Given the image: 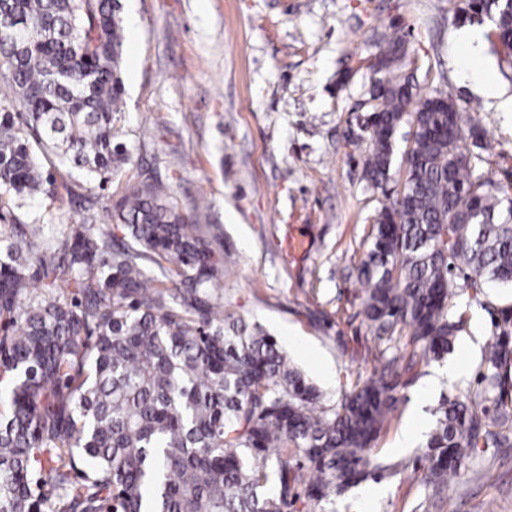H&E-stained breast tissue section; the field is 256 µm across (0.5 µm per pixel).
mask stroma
I'll return each instance as SVG.
<instances>
[{
	"instance_id": "stroma-1",
	"label": "stroma",
	"mask_w": 512,
	"mask_h": 512,
	"mask_svg": "<svg viewBox=\"0 0 512 512\" xmlns=\"http://www.w3.org/2000/svg\"><path fill=\"white\" fill-rule=\"evenodd\" d=\"M456 0H120L125 30L121 125L133 163L168 178L194 223L219 229L229 313L275 336L326 396L372 371L386 349L361 312L360 261L383 198L363 172L366 145L347 138L368 95L375 31L403 37L420 93L435 91L486 132L488 177L512 191V77L490 48L479 65L498 90L466 76ZM458 305L467 325L444 359L401 363L394 418L379 455L400 474L367 480L334 512H512V447L481 452L469 475L434 492L419 448L396 449L412 415L425 426L458 388L475 387L506 302L498 290ZM463 365L461 376L449 366Z\"/></svg>"
}]
</instances>
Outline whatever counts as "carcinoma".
Returning a JSON list of instances; mask_svg holds the SVG:
<instances>
[{
    "mask_svg": "<svg viewBox=\"0 0 512 512\" xmlns=\"http://www.w3.org/2000/svg\"><path fill=\"white\" fill-rule=\"evenodd\" d=\"M118 0H0V512H290L317 508L401 461L370 454L395 410L397 365L438 360L464 331L462 292L512 288V196L482 172L484 133L406 77L408 43L385 40L364 175L384 193L357 282L394 355L331 401L278 340L224 314V257L154 170L136 166L107 222L65 208L57 176L109 183L131 161L119 126ZM512 68V0H465ZM482 389L438 402L423 481L442 489L481 448H509L512 317L494 322ZM492 404L477 413L474 398ZM309 479L303 480L302 470Z\"/></svg>",
    "mask_w": 512,
    "mask_h": 512,
    "instance_id": "carcinoma-1",
    "label": "carcinoma"
}]
</instances>
